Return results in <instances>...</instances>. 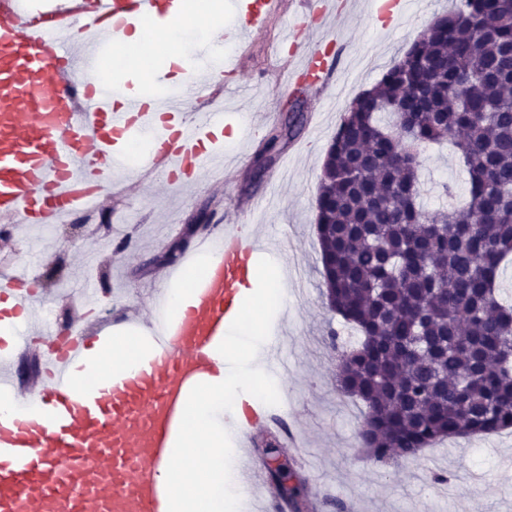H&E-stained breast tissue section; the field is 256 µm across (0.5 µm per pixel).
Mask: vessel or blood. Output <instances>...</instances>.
Masks as SVG:
<instances>
[{
	"instance_id": "1",
	"label": "vessel or blood",
	"mask_w": 512,
	"mask_h": 512,
	"mask_svg": "<svg viewBox=\"0 0 512 512\" xmlns=\"http://www.w3.org/2000/svg\"><path fill=\"white\" fill-rule=\"evenodd\" d=\"M177 7L178 0H64L43 12L35 0H0L1 218L48 226L97 202L113 185L112 161L128 140H146L147 171L168 185L223 165L224 115L209 109L206 50L181 69L178 94L127 85L107 91L92 80L132 22L164 19ZM282 11L283 0H248L233 39L250 43ZM301 71L319 88L334 67L313 46ZM186 89L201 93L200 120L186 116ZM269 248L247 224L225 225L204 241L218 260L183 313L164 319L135 370L88 395L74 383L87 358L82 336L43 356L37 392L22 390L13 364L40 313L39 298L21 278L1 280L0 322L10 336L0 344V399L9 403L0 409V512H166L155 469L169 460L189 388L214 366L213 347L239 311L254 254ZM259 428L277 430L294 451L296 433L278 408L247 409L232 426L240 482L264 512H284L253 451Z\"/></svg>"
}]
</instances>
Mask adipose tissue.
<instances>
[{
  "label": "adipose tissue",
  "instance_id": "ef3b65f1",
  "mask_svg": "<svg viewBox=\"0 0 512 512\" xmlns=\"http://www.w3.org/2000/svg\"><path fill=\"white\" fill-rule=\"evenodd\" d=\"M224 22L223 0H185L181 13L171 18L163 33H156L148 23H140L112 51V64L104 70V82H117L128 71L140 68L151 59L164 65L179 63L181 55L172 51L173 43L181 41L199 25H220ZM150 341L139 332L126 331L114 336L105 345L95 346L88 353L83 369L78 373L82 384L89 385L110 373L133 366L150 350Z\"/></svg>",
  "mask_w": 512,
  "mask_h": 512
}]
</instances>
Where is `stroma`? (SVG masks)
<instances>
[{
    "label": "stroma",
    "instance_id": "35a3bbf8",
    "mask_svg": "<svg viewBox=\"0 0 512 512\" xmlns=\"http://www.w3.org/2000/svg\"><path fill=\"white\" fill-rule=\"evenodd\" d=\"M319 2L284 0L282 14L254 34L236 71L224 73L219 83L227 115L224 146L232 157L224 172L204 174L172 191L129 166L97 203V212L112 218L108 234L73 240L64 226L46 234L14 225L11 237L0 240V271L38 270L36 291L61 313L62 326L78 336L104 339L122 322L150 320L165 269L158 258L200 210L210 212L216 224L257 225L259 234L281 243L270 254L287 282L274 317L276 331L288 336V371L277 387L305 446L300 458L283 447L276 453L300 473L315 512H334V499L343 502L344 512H512L511 429L446 440L405 465L384 468L366 458L357 439L362 406L336 389L334 347L355 341L356 332L322 294L315 216L324 151L350 102L372 87L452 0H424L420 9L406 6L393 17L379 11L381 0H332L330 31L341 45L338 76L322 89L306 91L299 134L275 156L268 176L255 178L261 144L294 95L278 61L279 30L294 24L297 47L311 45L319 32ZM420 161L429 204L437 202V183L463 184L452 147L427 146ZM86 253L93 260L85 279L112 291L93 313L70 289L74 266ZM435 474L446 476V484L432 483Z\"/></svg>",
    "mask_w": 512,
    "mask_h": 512
}]
</instances>
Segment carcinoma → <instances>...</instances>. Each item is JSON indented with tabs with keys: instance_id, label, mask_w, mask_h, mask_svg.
Returning <instances> with one entry per match:
<instances>
[{
	"instance_id": "obj_1",
	"label": "carcinoma",
	"mask_w": 512,
	"mask_h": 512,
	"mask_svg": "<svg viewBox=\"0 0 512 512\" xmlns=\"http://www.w3.org/2000/svg\"><path fill=\"white\" fill-rule=\"evenodd\" d=\"M296 116L266 143L290 138ZM457 149L460 206L423 200L419 148ZM328 306L358 333L336 383L365 411L358 440L399 466L445 438L512 429V0H455L350 103L316 205ZM293 512L309 508L285 489Z\"/></svg>"
}]
</instances>
